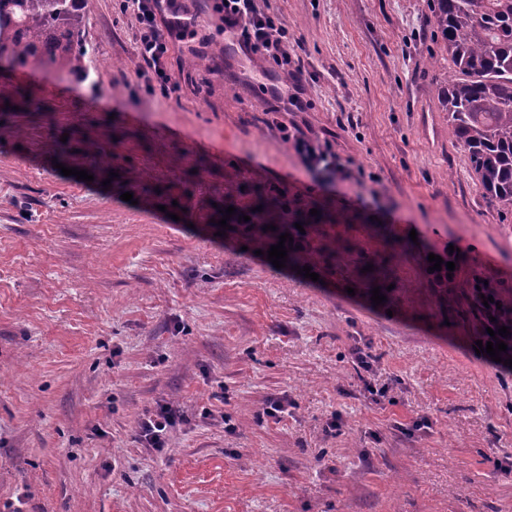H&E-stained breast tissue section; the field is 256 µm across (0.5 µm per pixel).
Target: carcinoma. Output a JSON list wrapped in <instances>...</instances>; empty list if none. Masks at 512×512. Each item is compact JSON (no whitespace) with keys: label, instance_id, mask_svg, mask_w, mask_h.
Wrapping results in <instances>:
<instances>
[{"label":"carcinoma","instance_id":"obj_1","mask_svg":"<svg viewBox=\"0 0 512 512\" xmlns=\"http://www.w3.org/2000/svg\"><path fill=\"white\" fill-rule=\"evenodd\" d=\"M81 0H0V60L5 58L16 67L34 61L48 74L78 71L85 66V56L77 49L84 26ZM433 26L448 51V59L456 68L457 78L442 90L441 104L448 112V134L466 151L475 179L484 193L500 208L512 210V0H429ZM25 89L0 80V112L13 111L12 103L23 97ZM234 186L224 183V202L235 208L229 224L247 229L245 244L249 250L267 251L279 242L285 232L300 239V248L287 247L290 266L311 265L314 257L326 253L336 264L348 263V254L338 246L336 233L326 231L335 224H347L350 218L341 213L323 212L312 203L294 206L284 196L262 188L244 206H235ZM262 206V211L255 207ZM320 211L313 222L304 226L305 233L295 227L303 222L302 214ZM247 215L251 220L244 221ZM266 225L276 230L265 231ZM381 249L369 259L373 271L365 273L366 289L380 286L390 278L387 262L396 255H406L415 248L392 231L377 233ZM452 288L436 289L438 302L423 300L414 310L421 317H431L443 310L444 302L453 299L462 305L479 325L482 345L492 340L487 328L508 327L511 335L497 336L507 344L500 353L501 361L491 360L486 350L481 354L490 364L505 372L512 367L503 363L512 359V286L488 281L473 270L463 276L452 273ZM493 297L485 307L483 297ZM496 321H489V317Z\"/></svg>","mask_w":512,"mask_h":512}]
</instances>
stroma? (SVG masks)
Listing matches in <instances>:
<instances>
[{"label":"stroma","instance_id":"35a3bbf8","mask_svg":"<svg viewBox=\"0 0 512 512\" xmlns=\"http://www.w3.org/2000/svg\"><path fill=\"white\" fill-rule=\"evenodd\" d=\"M257 6L301 60L288 91L303 111L271 97L282 69H254L211 15L202 64L176 42L180 89L162 98L120 0H84L97 84L0 71L32 98L0 113V512H512V373L476 354L470 321L373 305L356 262L315 281L275 268L216 224L225 176L242 205L258 173L353 215V244L376 248L380 223L416 233L398 277L417 297L432 251L512 285V213L448 136L454 68L428 0ZM282 123L318 134L346 179L311 181ZM166 403L183 419L158 454L137 427Z\"/></svg>","mask_w":512,"mask_h":512}]
</instances>
